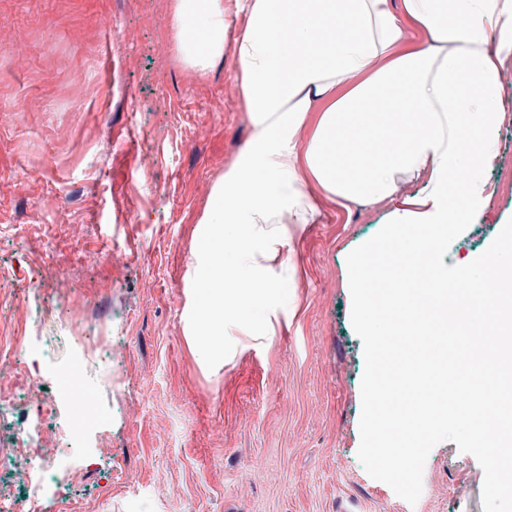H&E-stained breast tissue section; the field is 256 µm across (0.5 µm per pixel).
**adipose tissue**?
Here are the masks:
<instances>
[{
    "instance_id": "1",
    "label": "adipose tissue",
    "mask_w": 512,
    "mask_h": 512,
    "mask_svg": "<svg viewBox=\"0 0 512 512\" xmlns=\"http://www.w3.org/2000/svg\"><path fill=\"white\" fill-rule=\"evenodd\" d=\"M231 9L245 17L235 53L254 131L212 189L187 273L184 332L198 363L220 371L230 332L269 335L293 232L320 214L303 170L340 207L392 202L372 246L425 267L431 286L416 302L447 315L437 228L467 223L484 199L508 97L497 71L512 57V0H174L180 57L199 75L224 55ZM408 20L430 40L403 52ZM419 178L425 193L398 197L399 183ZM363 267L355 261L353 286L370 334L401 313L365 290Z\"/></svg>"
}]
</instances>
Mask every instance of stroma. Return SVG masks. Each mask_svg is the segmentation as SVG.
Here are the masks:
<instances>
[{"label": "stroma", "mask_w": 512, "mask_h": 512, "mask_svg": "<svg viewBox=\"0 0 512 512\" xmlns=\"http://www.w3.org/2000/svg\"><path fill=\"white\" fill-rule=\"evenodd\" d=\"M172 0H0V328L54 304L51 328L107 320L69 354L102 420L74 444L29 416L33 400L67 420L49 380L17 372L19 438L0 436L10 512H26L21 444L80 466L53 481L85 512H483L476 458L444 441L408 504L360 462L363 343L351 323L348 254L388 221L381 201L321 216L292 243L270 336L224 339L216 375L184 333L186 274L214 184L253 131L227 14L224 56L206 75L179 56ZM477 217L448 235L479 260L512 228V100ZM40 277L31 287L32 277Z\"/></svg>", "instance_id": "35a3bbf8"}]
</instances>
